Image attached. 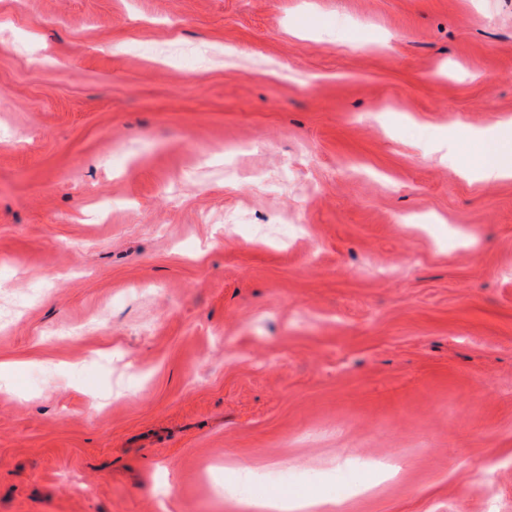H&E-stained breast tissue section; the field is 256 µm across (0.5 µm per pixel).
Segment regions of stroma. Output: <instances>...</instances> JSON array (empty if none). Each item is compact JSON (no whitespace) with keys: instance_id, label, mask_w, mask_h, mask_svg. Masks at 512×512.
Instances as JSON below:
<instances>
[{"instance_id":"35a3bbf8","label":"stroma","mask_w":512,"mask_h":512,"mask_svg":"<svg viewBox=\"0 0 512 512\" xmlns=\"http://www.w3.org/2000/svg\"><path fill=\"white\" fill-rule=\"evenodd\" d=\"M494 114L512 0H0V512H512ZM451 141L456 148L467 145L475 150L473 161L461 169L464 177L485 182L512 179V118L495 115L482 129L461 127ZM224 497L234 500L242 512H330L336 503L317 495L288 501L277 495L238 497L235 489L224 488Z\"/></svg>"}]
</instances>
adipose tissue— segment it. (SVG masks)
<instances>
[{
  "label": "adipose tissue",
  "instance_id": "ef3b65f1",
  "mask_svg": "<svg viewBox=\"0 0 512 512\" xmlns=\"http://www.w3.org/2000/svg\"><path fill=\"white\" fill-rule=\"evenodd\" d=\"M451 141L475 150L473 161L461 170L463 176L485 182L512 179V118L496 115L484 128H459ZM224 495L234 499L241 512H331L334 506L333 501L317 495L294 501L272 494L241 497L230 487Z\"/></svg>",
  "mask_w": 512,
  "mask_h": 512
}]
</instances>
